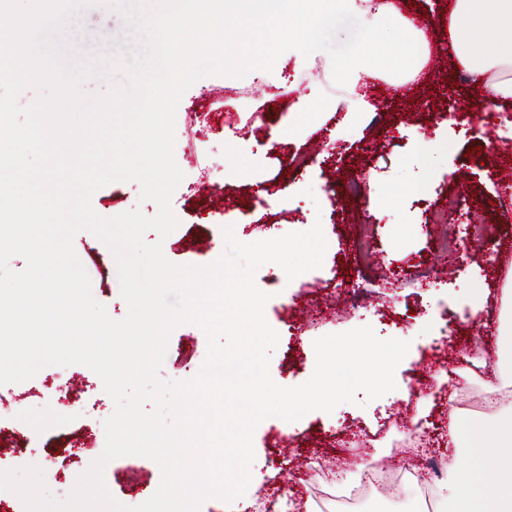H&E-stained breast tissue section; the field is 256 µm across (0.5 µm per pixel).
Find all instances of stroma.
Masks as SVG:
<instances>
[{
    "label": "stroma",
    "mask_w": 512,
    "mask_h": 512,
    "mask_svg": "<svg viewBox=\"0 0 512 512\" xmlns=\"http://www.w3.org/2000/svg\"><path fill=\"white\" fill-rule=\"evenodd\" d=\"M393 2L432 21L422 75L415 81L400 73L377 78L374 96L382 105L380 115L361 113L357 127L338 141L330 137L336 127L332 112L299 117L295 131L283 132L311 84L335 97L331 56L301 63L287 55L261 76L218 63L200 66L193 56H184L188 74L178 88L174 158L179 169L194 163L199 171L194 186L179 184L172 195L177 228L162 241L152 231L145 236L147 242H161L169 262L205 266L225 249L224 227H233L239 241L253 243L304 232L321 222L328 247L320 268L292 280L274 263L256 273L257 286L270 295L266 320L279 335L270 359V374L278 385L307 381L315 368L314 342L329 334L369 326L378 338L409 342L395 371V390L372 401L358 395L356 402L339 404L329 413L309 412L290 432L275 417L258 425L246 494L255 502H268L275 489H282L293 512H305L309 504L318 512H332L321 495L320 463L340 457L338 443L351 425L370 434L382 430L386 436L371 442L367 454L347 461V481L358 480L363 468L383 458H395L408 470L389 495L370 493L362 512H428L417 495L435 477L414 453L413 434L422 425L434 428L433 454L439 462L467 457L468 448L448 447L449 406L459 407L464 421L496 424L503 418L501 411L485 408L481 401L512 382V340L503 334L512 317L502 305L501 275L503 267L512 265V220L501 214L495 181L496 170L512 167V149L489 153L481 139L460 135L459 125L434 119L442 106L466 109L485 94L451 56L446 29L452 0ZM288 75L293 78L290 88L280 87V79ZM299 154L308 162L298 169L291 160ZM350 176L358 180V194L332 207L327 189L342 190L343 179ZM139 193L138 183L112 182L94 194L92 207L104 217L136 207L155 216L157 205L140 202ZM451 195L465 197L471 211L496 227L475 253L453 263L437 250L435 240L443 233L468 238L470 225L430 220L431 209ZM74 249L94 298L110 317L124 318L127 305L110 250L86 231L75 236ZM417 264L438 269L434 286L420 287L412 274ZM389 276L397 278L396 288L373 298L360 315L339 312L328 321L301 324L304 308L337 300L343 289L366 281L380 285ZM480 286L486 289L481 315L476 323H463L468 300ZM464 345L469 355L453 362L454 374L439 380L433 365ZM207 348L199 326H177L159 378L192 379ZM460 371L467 375L463 390L457 387ZM66 380L71 388L59 392L57 382ZM418 382L431 401L412 408L408 401ZM113 410L100 377L81 364L51 365L30 380L0 385V461L18 456L23 464L41 467L50 492L65 497L103 452V422ZM104 476L113 496L131 507L147 501L161 482L156 462L140 456L112 460Z\"/></svg>",
    "instance_id": "35a3bbf8"
}]
</instances>
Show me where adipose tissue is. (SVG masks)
<instances>
[{"label": "adipose tissue", "mask_w": 512, "mask_h": 512, "mask_svg": "<svg viewBox=\"0 0 512 512\" xmlns=\"http://www.w3.org/2000/svg\"><path fill=\"white\" fill-rule=\"evenodd\" d=\"M137 17L143 28L167 35L202 27L230 29L237 35L230 65L256 72L295 48L308 57L331 53L342 97L354 96L366 78L386 69L414 77L424 64L422 31L390 0H139ZM310 24L321 28L320 39L302 40ZM339 29L347 32L346 42L330 40ZM375 30L389 33L390 41L368 42ZM448 36L456 66L493 94L498 111L511 110L512 78L500 70L512 51V0H454ZM181 77L176 52L164 48L143 77L157 87L145 113L172 110ZM503 410L504 419L493 426L463 423L458 411L450 410V443L467 442L476 453L454 462L436 482L441 512H512V401Z\"/></svg>", "instance_id": "ef3b65f1"}]
</instances>
